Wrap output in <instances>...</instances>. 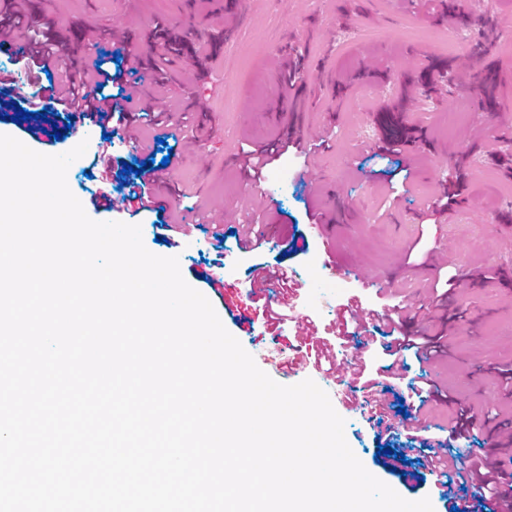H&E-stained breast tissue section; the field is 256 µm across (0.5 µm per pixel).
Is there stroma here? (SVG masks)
I'll list each match as a JSON object with an SVG mask.
<instances>
[{
	"label": "stroma",
	"mask_w": 512,
	"mask_h": 512,
	"mask_svg": "<svg viewBox=\"0 0 512 512\" xmlns=\"http://www.w3.org/2000/svg\"><path fill=\"white\" fill-rule=\"evenodd\" d=\"M440 0H29L26 22L33 31L51 28L68 43L67 55L50 59L46 72L82 75L103 53L117 56L113 71L143 68L166 53L161 32L177 35L185 54H174L163 71L141 83L143 106L166 103L171 119L160 140L134 148L100 137L83 121L80 137L88 149L67 171V184L96 221L139 224L153 254L178 257L185 281L214 307L224 327L275 381L292 385L314 380L345 420L346 441L365 468L410 501L429 498L434 512H448L432 482L426 481V455L407 447L403 431L378 441L366 415L347 405L352 393L348 364L363 354L369 370L401 366L405 380L388 394L389 403L410 398V382L429 380L453 390L475 416L468 439L449 442L460 460L475 451L501 459L512 446V398L503 383L512 372V288L492 276L512 268V224L500 221L512 211V179L498 158L503 139H512V0H465L474 16L496 15L492 34L480 26L459 30L451 20L432 21ZM193 57L200 69L186 68ZM439 61L454 72L433 93L402 88L400 76L416 75ZM493 67L500 76L498 108H480L469 84ZM406 93L408 120L429 128L435 151L392 147L381 126L387 104ZM294 104L298 116L280 119ZM465 113L460 127H449L448 112ZM276 138L294 146L249 174L241 153L267 148ZM327 148H320V141ZM482 146L473 164L462 207L445 208L441 184L453 170L447 157L459 141ZM170 156H163L162 147ZM113 170L135 161L166 162L168 177L154 187L155 211L130 215L106 211L101 192L122 189L125 181L150 178V171L127 180H98L95 159ZM264 190L263 204L252 200ZM206 203L210 223L222 225L223 240L198 228L191 236L162 233L159 221L175 212L193 216L195 199ZM332 227L324 247L315 215ZM242 224H277L281 230L241 246ZM306 242L289 254L292 239ZM222 258L223 290L208 287L201 275ZM335 272H328L326 261ZM262 263L291 272L297 309L332 341L335 376H326L291 349L297 329L285 323L279 338L252 340L234 311L278 292L260 289L250 270ZM454 279L450 295L436 283ZM391 314L401 330L441 339L446 355L438 362L406 351L392 357L373 339L371 321L350 323L348 338L333 332L345 306ZM403 449V470L390 469L379 444Z\"/></svg>",
	"instance_id": "1"
}]
</instances>
